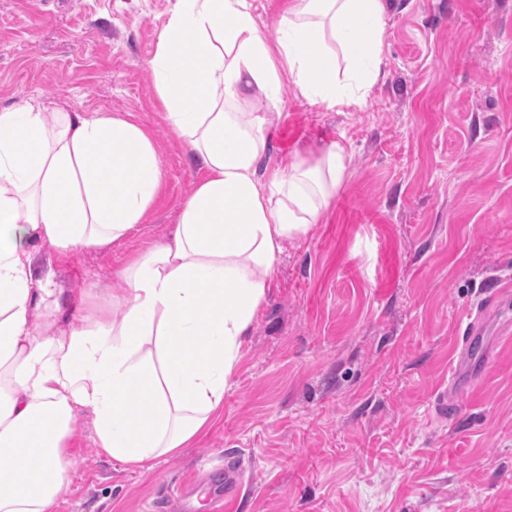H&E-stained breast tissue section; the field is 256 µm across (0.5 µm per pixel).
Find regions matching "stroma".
Instances as JSON below:
<instances>
[{"mask_svg": "<svg viewBox=\"0 0 512 512\" xmlns=\"http://www.w3.org/2000/svg\"><path fill=\"white\" fill-rule=\"evenodd\" d=\"M176 0H0V109L39 102L140 125L162 182L141 224L103 250L31 252L72 313H112L110 289L178 222L205 171L170 133L150 61ZM382 74L363 108L283 82L269 169L346 143L345 179L317 224L286 241L215 424L134 469L77 415V461L54 512H512V300L483 310L495 364L454 421L432 400L462 314L512 278V0H382Z\"/></svg>", "mask_w": 512, "mask_h": 512, "instance_id": "stroma-1", "label": "stroma"}]
</instances>
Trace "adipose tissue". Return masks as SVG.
<instances>
[{"label": "adipose tissue", "mask_w": 512, "mask_h": 512, "mask_svg": "<svg viewBox=\"0 0 512 512\" xmlns=\"http://www.w3.org/2000/svg\"><path fill=\"white\" fill-rule=\"evenodd\" d=\"M383 26L382 0H289L272 46L245 0H176L150 65L172 133L206 176L172 234L126 269L118 319L62 321L31 248H105L141 223L162 180L151 137L120 119L0 110V456L11 459L0 512H53L81 412L97 447L137 468L209 429L283 243L317 223L349 156L336 142L287 175L261 171L276 115L240 100H275L288 79L314 102L363 106Z\"/></svg>", "instance_id": "adipose-tissue-1"}]
</instances>
